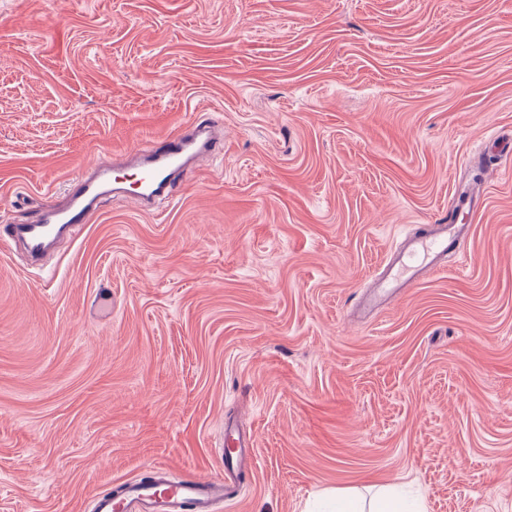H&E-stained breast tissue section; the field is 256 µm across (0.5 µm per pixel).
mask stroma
<instances>
[{
    "label": "stroma",
    "mask_w": 512,
    "mask_h": 512,
    "mask_svg": "<svg viewBox=\"0 0 512 512\" xmlns=\"http://www.w3.org/2000/svg\"><path fill=\"white\" fill-rule=\"evenodd\" d=\"M207 118L172 200L106 196L42 268L0 242V512L219 476L228 417L256 469L220 512H512V169L465 266L356 314L512 134V0H0V225Z\"/></svg>",
    "instance_id": "obj_1"
}]
</instances>
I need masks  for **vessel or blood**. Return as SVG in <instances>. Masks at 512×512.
<instances>
[{"label": "vessel or blood", "instance_id": "1", "mask_svg": "<svg viewBox=\"0 0 512 512\" xmlns=\"http://www.w3.org/2000/svg\"><path fill=\"white\" fill-rule=\"evenodd\" d=\"M222 147L208 127L197 125L162 139L149 150H126L128 167L139 172V186L129 191V198L138 202L170 199L172 173L201 155L216 154ZM115 168L109 161L96 163L91 174L73 178L62 204L43 209L39 223L11 224L0 236L21 245L30 260H40L71 226L87 222L103 195L115 192ZM483 207L482 194L469 193L449 205L447 216L429 231L405 237L390 252L382 271L367 283L360 298L363 310L374 313L388 308L426 274L444 269L448 256L464 257L473 221ZM220 455L223 476L169 479L154 473L145 479H126L92 497L91 512H216L219 502L234 497L255 456L253 441L238 421H225Z\"/></svg>", "mask_w": 512, "mask_h": 512}]
</instances>
